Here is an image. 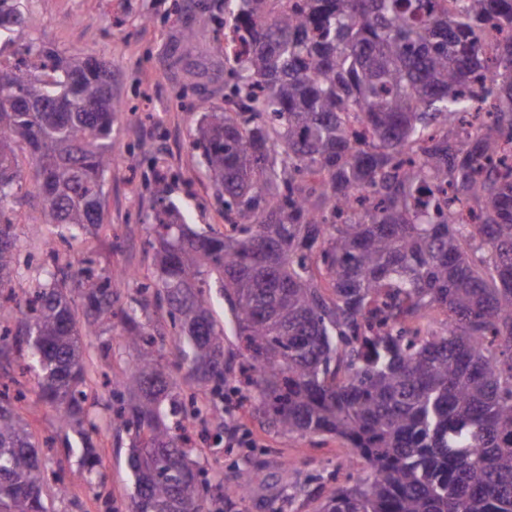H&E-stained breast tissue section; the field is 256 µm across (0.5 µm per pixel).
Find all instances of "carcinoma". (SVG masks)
Listing matches in <instances>:
<instances>
[{"mask_svg":"<svg viewBox=\"0 0 512 512\" xmlns=\"http://www.w3.org/2000/svg\"><path fill=\"white\" fill-rule=\"evenodd\" d=\"M224 0L248 50L228 63L224 110L207 103L190 147L224 199L231 233L193 230L161 197L152 280L60 262L52 239L102 226L112 64L27 37L23 0H0V39L37 60L0 67V295L20 276L14 217L31 157L32 229L51 263L0 327V360L28 356L38 399L99 464L85 407L83 337L119 319L131 365L112 377L109 419L132 436L126 512H210L187 423L233 409L178 399L185 383L225 399L236 361L245 398L288 436L339 440L365 475L323 486L318 512H512V0ZM501 38L488 53L484 31ZM495 99L476 135L466 116ZM139 283L135 307H116ZM233 316L224 354L212 283ZM83 305V321L71 306ZM176 332L177 362L142 321ZM65 477L0 392V512H49Z\"/></svg>","mask_w":512,"mask_h":512,"instance_id":"1","label":"carcinoma"}]
</instances>
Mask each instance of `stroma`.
Segmentation results:
<instances>
[{
	"mask_svg": "<svg viewBox=\"0 0 512 512\" xmlns=\"http://www.w3.org/2000/svg\"><path fill=\"white\" fill-rule=\"evenodd\" d=\"M223 0H27L28 34L67 52H83L112 64V96L123 103L112 129V168L103 200L105 227L90 247L98 268L124 265L150 275L147 242L158 198L175 202L193 228L223 231L224 206L209 174L189 146L200 118V100L224 103V33L216 21ZM193 40H185V32ZM17 255L23 262L16 293L32 287L43 263L32 231L18 220ZM109 343V359L98 356ZM90 384L97 405L109 402L104 375L133 357L117 333L90 336ZM18 384L27 399L18 413L36 439L55 436L49 456L53 469L73 478L65 496L50 495L54 512H125L134 491L127 465L128 437L115 424H103L93 443L101 456L98 492L77 480L80 436L60 427L55 412L36 404L37 378L24 359L0 363V384ZM338 441L321 436H288L268 428L259 416H246L225 431L221 445L201 443L197 458L209 473L222 475L225 489L244 480L251 487L225 512H316L323 478L345 481L337 469Z\"/></svg>",
	"mask_w": 512,
	"mask_h": 512,
	"instance_id": "35a3bbf8",
	"label": "stroma"
}]
</instances>
